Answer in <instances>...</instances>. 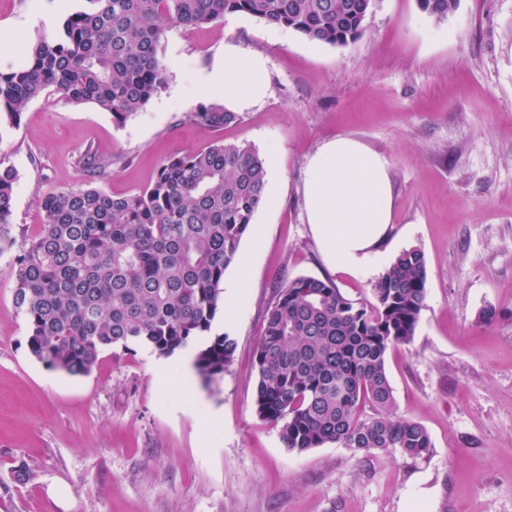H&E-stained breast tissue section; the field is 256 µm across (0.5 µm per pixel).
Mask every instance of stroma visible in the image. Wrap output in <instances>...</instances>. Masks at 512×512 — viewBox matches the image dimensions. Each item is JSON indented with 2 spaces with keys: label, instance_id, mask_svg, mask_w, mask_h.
<instances>
[{
  "label": "stroma",
  "instance_id": "stroma-1",
  "mask_svg": "<svg viewBox=\"0 0 512 512\" xmlns=\"http://www.w3.org/2000/svg\"><path fill=\"white\" fill-rule=\"evenodd\" d=\"M76 0H0V70L18 44L52 31ZM234 42L267 62L270 92L238 120L206 130L190 115L212 99L197 69ZM165 90L124 125L90 104L32 101L0 130V165L17 172V244L38 232L41 197L85 187L84 154L108 162L104 187L130 194L161 162L219 140L252 145L267 185L254 216L261 248L243 236L252 278L236 312L213 330L236 341L223 378L184 381L134 345L104 350L90 374L46 368L27 347L13 303V252L0 254V512H512V0H459L447 19L418 0H376L365 32L330 45L258 18L170 30ZM349 135L389 163L396 205L385 256L420 248L427 300L413 339L389 349L398 417L423 425L430 452L365 455L337 445L288 451L254 408V351L277 289L328 277L348 298L373 299L378 265L336 274L308 224L305 165ZM493 308L497 318L480 315ZM31 473L18 483L17 465Z\"/></svg>",
  "mask_w": 512,
  "mask_h": 512
}]
</instances>
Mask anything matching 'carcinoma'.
Instances as JSON below:
<instances>
[{"instance_id":"1","label":"carcinoma","mask_w":512,"mask_h":512,"mask_svg":"<svg viewBox=\"0 0 512 512\" xmlns=\"http://www.w3.org/2000/svg\"><path fill=\"white\" fill-rule=\"evenodd\" d=\"M438 21L459 0H418ZM374 0H79L51 37L17 49L0 71V125L15 127L28 104L56 94L93 104L122 125L168 83L157 47L172 28L192 30L246 14L307 39H358ZM191 119L206 129L237 121L220 104ZM88 185L46 194L43 224L14 257L13 301L28 323L30 354L70 376L86 375L108 347L144 344L160 356L212 329L223 304L224 272L263 202L266 168L247 143L208 145L163 161L152 182L129 195L98 186L109 164L87 153ZM17 173L0 168V253L11 249ZM355 302L328 278L283 284L255 349L256 414L278 428L291 452L328 444L372 453H429L420 424L395 416L386 355L411 341L426 304V259L401 251ZM234 338L214 335L195 367L207 385L232 363ZM372 414L363 416L362 408Z\"/></svg>"}]
</instances>
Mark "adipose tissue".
<instances>
[{
  "label": "adipose tissue",
  "instance_id": "obj_1",
  "mask_svg": "<svg viewBox=\"0 0 512 512\" xmlns=\"http://www.w3.org/2000/svg\"><path fill=\"white\" fill-rule=\"evenodd\" d=\"M197 81L232 111L247 110L268 93L265 60L234 43L225 44L222 60L198 71ZM303 202L335 272L357 273L379 259L395 205L382 154L348 135L322 143L305 167Z\"/></svg>",
  "mask_w": 512,
  "mask_h": 512
}]
</instances>
